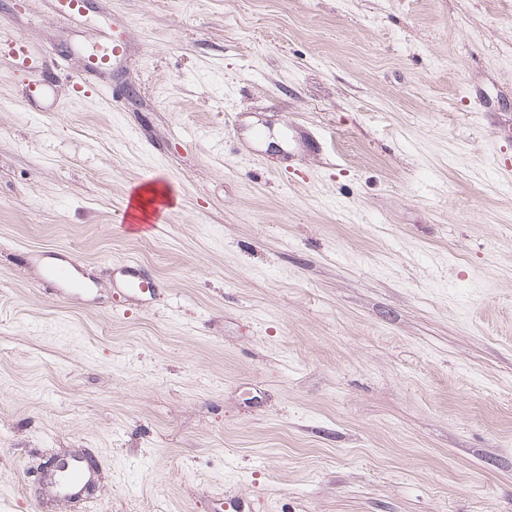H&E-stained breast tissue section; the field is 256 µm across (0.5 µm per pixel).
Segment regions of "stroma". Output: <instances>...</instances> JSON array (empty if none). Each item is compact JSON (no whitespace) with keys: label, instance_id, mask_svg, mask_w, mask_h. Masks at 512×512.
Masks as SVG:
<instances>
[{"label":"stroma","instance_id":"stroma-1","mask_svg":"<svg viewBox=\"0 0 512 512\" xmlns=\"http://www.w3.org/2000/svg\"><path fill=\"white\" fill-rule=\"evenodd\" d=\"M86 4L0 0V512H512V0ZM100 38H101L102 42L104 43V46L106 47V48H104V50L110 51L111 54H110V56L105 55L102 58L103 64H101L99 62L95 63L96 60L93 59L94 58L93 55L87 56L86 61H85V72L100 71V70L106 68L111 61H114V59L116 60L117 58H119L120 55L123 53L122 47L119 44H116L112 41V33L104 32L100 36ZM64 472L57 471L56 490L66 499H79L85 493L87 484L92 482V472L85 460L70 457L63 464Z\"/></svg>","mask_w":512,"mask_h":512}]
</instances>
